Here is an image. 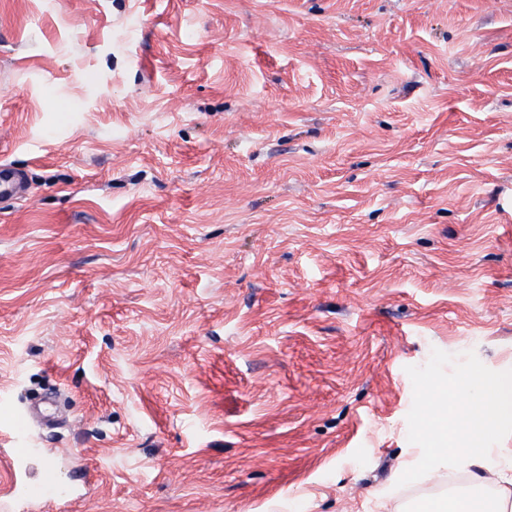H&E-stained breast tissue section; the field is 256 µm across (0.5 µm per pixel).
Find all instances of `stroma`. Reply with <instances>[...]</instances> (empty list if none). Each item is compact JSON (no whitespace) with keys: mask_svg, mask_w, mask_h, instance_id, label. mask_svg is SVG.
I'll return each instance as SVG.
<instances>
[{"mask_svg":"<svg viewBox=\"0 0 512 512\" xmlns=\"http://www.w3.org/2000/svg\"><path fill=\"white\" fill-rule=\"evenodd\" d=\"M1 162L0 512H512V0H0ZM25 191L22 172L12 165L0 164V197L19 198ZM456 450L485 474H499L506 466L512 469V451L507 448H478L472 451L457 448ZM64 494L60 488L53 471L47 470L38 481L33 479L25 481L11 495L12 499L21 505H27L31 502L51 503L53 500Z\"/></svg>","mask_w":512,"mask_h":512,"instance_id":"35a3bbf8","label":"stroma"}]
</instances>
